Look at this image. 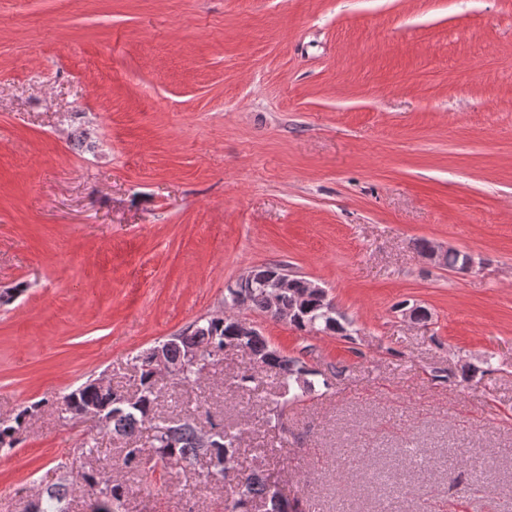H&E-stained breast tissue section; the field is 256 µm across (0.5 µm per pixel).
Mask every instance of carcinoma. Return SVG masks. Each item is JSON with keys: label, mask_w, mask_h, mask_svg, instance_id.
<instances>
[{"label": "carcinoma", "mask_w": 512, "mask_h": 512, "mask_svg": "<svg viewBox=\"0 0 512 512\" xmlns=\"http://www.w3.org/2000/svg\"><path fill=\"white\" fill-rule=\"evenodd\" d=\"M239 296L244 307L272 318L276 317V308L286 309L296 304L295 293L275 290L267 267L254 270L253 280L241 287L227 289L224 301L236 308ZM292 325L307 333L314 330L345 331L336 318L332 301L325 294L308 297ZM244 335L245 329L237 317L209 316L191 323L181 331V335L171 340L167 358L176 364L186 348L196 347L202 351L204 361L213 365L225 350L241 345L247 347L250 354L262 362L264 369L274 374L279 384L278 401L271 412L276 426L286 434L288 427L282 420V407L311 396L320 384L329 387V382L325 378L318 379L320 373L307 368L299 360L281 355L262 334L240 340ZM133 372L138 386L135 400L128 399L118 390L103 392L89 380L61 397L60 412L65 414L70 408L77 410L90 405L104 409L109 423L103 427V431L131 441L129 446L122 449L121 457V468L129 472L146 478L159 466L193 467L199 457L208 452L216 457L219 464L214 476L230 488L224 499V512H256L259 504L265 506L263 512H281L275 501L270 475L259 466L245 469L241 465L238 431L222 422L211 421L209 427L218 429V433L212 441L213 448H203L199 438L201 425L195 416L163 417L157 414L160 378L152 370L146 351L134 357ZM36 409V404L24 407L13 420L0 421L1 448H12L17 444L19 432ZM146 425L151 428L152 434L148 436V444L144 445L139 443V437ZM77 451V458L59 465L69 474V478L48 486L40 493L43 512H68L66 499L71 485L85 492L90 512H125L129 488L111 472L96 467L92 462L98 453V446L84 437Z\"/></svg>", "instance_id": "obj_1"}]
</instances>
